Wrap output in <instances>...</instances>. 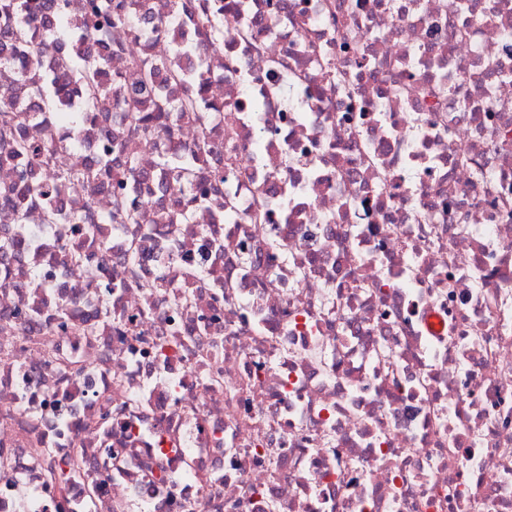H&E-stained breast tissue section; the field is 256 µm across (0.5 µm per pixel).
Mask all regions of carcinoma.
Listing matches in <instances>:
<instances>
[{
	"instance_id": "cac0c4a2",
	"label": "carcinoma",
	"mask_w": 512,
	"mask_h": 512,
	"mask_svg": "<svg viewBox=\"0 0 512 512\" xmlns=\"http://www.w3.org/2000/svg\"><path fill=\"white\" fill-rule=\"evenodd\" d=\"M135 0H83L82 16L93 28L79 26L65 3L48 0L44 9L54 16V24L40 21L29 0H0V68L17 75L21 88L34 100L29 109L17 99L13 88L0 87V133L11 134L9 156L22 162L18 182L12 188L0 190V202L9 206L19 222H24L26 210L32 205L42 207L46 223L60 224L65 220L55 200L62 191L83 181L112 182V177H124L137 172L138 162L128 157L118 171L112 170V131H105L104 153L80 169L59 173L55 182L35 185L30 181L34 169L49 163L64 142L53 136L52 130L68 127L71 143L80 142V128L88 114L108 112L112 107V81L107 79L109 42L112 25L125 23L134 15ZM94 37L103 48L98 53L82 49L88 37ZM140 75V85L123 102L121 111L133 126L145 130L166 131L155 124L156 117L144 113L143 93L153 83L158 63L151 59L134 62ZM178 109L182 112H202L204 102L198 94L186 92ZM26 119L44 123L48 132L33 140L20 130ZM193 150L162 154L157 166L166 170L192 173Z\"/></svg>"
}]
</instances>
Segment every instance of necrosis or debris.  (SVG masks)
<instances>
[{"label":"necrosis or debris","mask_w":512,"mask_h":512,"mask_svg":"<svg viewBox=\"0 0 512 512\" xmlns=\"http://www.w3.org/2000/svg\"><path fill=\"white\" fill-rule=\"evenodd\" d=\"M141 2L208 108L86 123L139 222L0 208V512H512V0ZM195 150H185L174 154H161L157 159L160 169L177 170L184 173H192V157Z\"/></svg>","instance_id":"obj_1"}]
</instances>
